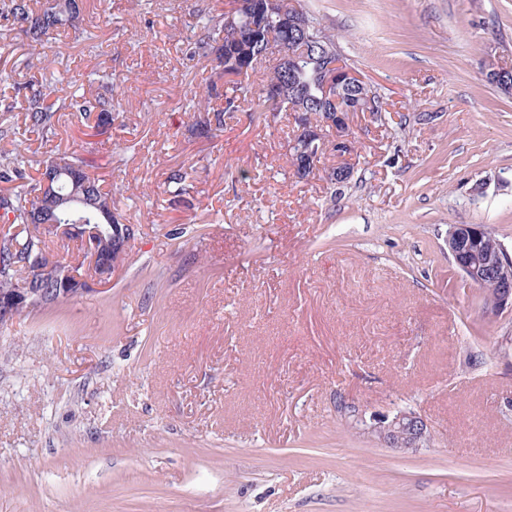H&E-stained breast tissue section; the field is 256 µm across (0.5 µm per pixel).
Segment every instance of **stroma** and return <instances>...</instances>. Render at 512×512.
<instances>
[{
	"label": "stroma",
	"instance_id": "35a3bbf8",
	"mask_svg": "<svg viewBox=\"0 0 512 512\" xmlns=\"http://www.w3.org/2000/svg\"><path fill=\"white\" fill-rule=\"evenodd\" d=\"M213 2L83 0L93 39L45 49L0 30V150L92 162L134 227L105 289L0 326V512H512V311L486 318L446 245L480 224L512 252V94L484 73L512 66V0H291L383 103L339 184L334 152L287 164L296 113L197 134ZM103 70L108 134L25 125L16 88ZM342 400L430 440L388 448Z\"/></svg>",
	"mask_w": 512,
	"mask_h": 512
}]
</instances>
